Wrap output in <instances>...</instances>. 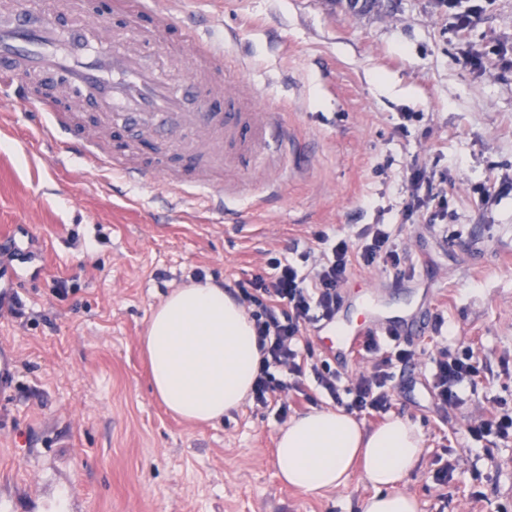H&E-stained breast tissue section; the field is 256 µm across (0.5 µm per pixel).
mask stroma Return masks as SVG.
Segmentation results:
<instances>
[{
    "instance_id": "stroma-1",
    "label": "stroma",
    "mask_w": 512,
    "mask_h": 512,
    "mask_svg": "<svg viewBox=\"0 0 512 512\" xmlns=\"http://www.w3.org/2000/svg\"><path fill=\"white\" fill-rule=\"evenodd\" d=\"M219 41L261 102L286 109V175L242 171L243 224L177 202L159 178L90 175L58 157L25 109L0 94V345L16 355L0 394V512H360V475L319 496L283 485L276 434L334 400L313 379L282 403L247 402L213 425L169 414L141 347L151 309L204 277L237 295L269 258L358 243L396 224L419 259L412 274L369 277L388 316H422L400 343L391 414L424 447L401 483L418 512H512V437H473V416L512 408V0H159ZM444 206L408 213L416 172ZM474 350L482 376L442 416L423 364L440 347ZM453 466L437 486L435 476ZM85 491L66 497L74 477Z\"/></svg>"
}]
</instances>
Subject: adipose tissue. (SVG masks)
<instances>
[{"instance_id": "adipose-tissue-1", "label": "adipose tissue", "mask_w": 512, "mask_h": 512, "mask_svg": "<svg viewBox=\"0 0 512 512\" xmlns=\"http://www.w3.org/2000/svg\"><path fill=\"white\" fill-rule=\"evenodd\" d=\"M142 345L154 395L171 413L213 424L250 394L261 354L253 322L223 287L194 280L174 289L151 313ZM422 436L396 416L369 430L354 416L317 409L291 418L277 437L278 477L305 494L346 487L354 462L374 488L361 512H417L398 484L416 470Z\"/></svg>"}]
</instances>
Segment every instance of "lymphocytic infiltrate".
I'll return each mask as SVG.
<instances>
[{
  "instance_id": "f902f5d3",
  "label": "lymphocytic infiltrate",
  "mask_w": 512,
  "mask_h": 512,
  "mask_svg": "<svg viewBox=\"0 0 512 512\" xmlns=\"http://www.w3.org/2000/svg\"><path fill=\"white\" fill-rule=\"evenodd\" d=\"M389 224H370L360 245L346 240H330L319 235V254L302 253L298 258L273 257L269 271L239 282L241 299L253 321L261 353L259 374L253 386L257 405L268 406L271 397L297 388L306 375H313L333 400L343 401L346 410L382 415L392 405L388 388L394 363L418 361L416 350L399 348L382 355V340L367 337L366 353L374 355L372 371L355 376L350 385L340 387L341 377L328 362H312L300 346L304 332L317 330L332 319L341 302L340 290L352 267L379 268L396 275L414 270V257L399 248ZM479 375V363L473 351L441 350L434 362L432 392L439 408L450 412L457 408L462 394L473 386Z\"/></svg>"
}]
</instances>
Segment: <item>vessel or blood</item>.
Instances as JSON below:
<instances>
[{"label": "vessel or blood", "mask_w": 512, "mask_h": 512, "mask_svg": "<svg viewBox=\"0 0 512 512\" xmlns=\"http://www.w3.org/2000/svg\"><path fill=\"white\" fill-rule=\"evenodd\" d=\"M110 8L122 25L102 37L87 24V0H0V91L31 108L37 129L48 133L58 153L79 155L90 169L109 168L133 181L161 174L176 195L207 205L224 199L211 179L214 171L284 159L288 131L280 113L243 103V86L223 78L222 48L155 0H112ZM60 11L69 18L64 30L55 22ZM160 46L180 59L182 83L157 67ZM36 75L64 76L82 101L99 109L103 126L133 120L145 136L160 141L162 155L137 167L127 161L133 152L128 144L110 153L78 137L69 112L32 93ZM191 96L201 110L186 111ZM356 288L357 316L345 314L323 326L330 353L344 361L355 358L362 337L389 328L367 282L358 280Z\"/></svg>", "instance_id": "b4317fda"}]
</instances>
